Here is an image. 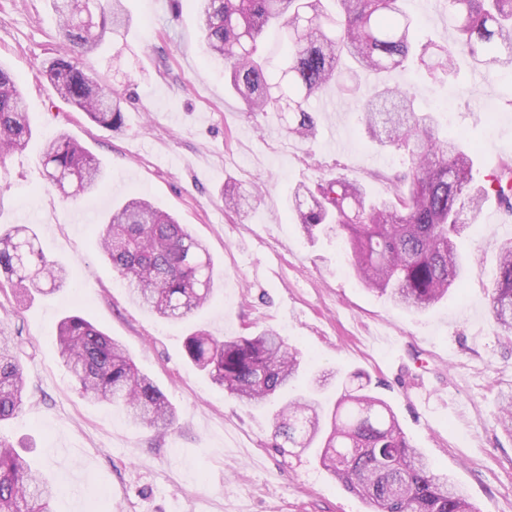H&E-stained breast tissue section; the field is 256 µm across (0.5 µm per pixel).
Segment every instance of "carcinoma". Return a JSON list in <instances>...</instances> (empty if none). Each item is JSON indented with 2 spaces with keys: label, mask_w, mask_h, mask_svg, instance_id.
<instances>
[{
  "label": "carcinoma",
  "mask_w": 512,
  "mask_h": 512,
  "mask_svg": "<svg viewBox=\"0 0 512 512\" xmlns=\"http://www.w3.org/2000/svg\"><path fill=\"white\" fill-rule=\"evenodd\" d=\"M199 23L210 51L224 63L225 78L247 111L275 113L289 136L310 139L316 121L309 101L328 87L342 90L347 60L384 76L416 64L431 76L453 73L458 52L492 77L512 69V0H444L451 45L419 44L414 20L398 0H197ZM68 50L44 74L56 95L77 107L97 127L123 124L122 92L95 79L86 57L102 43L85 21L93 9L109 12L112 32L124 27L123 0H53ZM278 36L281 58L263 49ZM361 112L368 137L408 158V170L391 180V193L376 199L341 172L288 196V209L312 236L340 229L347 234L350 264L370 291L390 294L395 306L422 312L439 303L467 272L459 239L464 210H480L494 196L512 215V158L487 179L474 178V159L457 139H441L431 116L415 112L414 96L400 86L365 95ZM32 134L23 96L12 72L0 66V156L23 147ZM49 183L66 197L103 185L104 169L65 132L46 145ZM249 193L224 187V207L239 214ZM113 276L129 297L159 317L181 321L213 298L214 265L207 247L185 225L143 197L112 209L97 241ZM0 277L16 293H46L65 269L48 257L26 225L0 232ZM490 313L496 334L512 337V241L498 244ZM59 355L87 398L120 408L135 423L166 429L175 408L139 369L127 349L80 315L58 324ZM185 355L224 391L246 406L264 407L297 389L302 355L275 330L219 338L196 330L185 338ZM327 378L283 400L274 418L279 448L319 446L323 466L372 512H480L444 473L434 471L413 447L390 405L360 383L342 384L333 409L318 398ZM25 403L23 368L12 338L0 327V422ZM58 490L32 471L26 456L0 440V512H52Z\"/></svg>",
  "instance_id": "cac0c4a2"
}]
</instances>
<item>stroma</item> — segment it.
<instances>
[{"instance_id": "obj_1", "label": "stroma", "mask_w": 512, "mask_h": 512, "mask_svg": "<svg viewBox=\"0 0 512 512\" xmlns=\"http://www.w3.org/2000/svg\"><path fill=\"white\" fill-rule=\"evenodd\" d=\"M127 38L106 35L89 57L98 78L123 92L124 125L110 132L53 95L44 65L64 52L50 0H0V64L15 74L33 136L0 157V230L32 227L69 275L58 291L18 300L0 284V324L18 347L28 388L0 439L25 449L59 490L55 512H370L313 451L276 447L275 405L254 409L224 394L187 360L195 329L218 337L273 329L300 348L307 369L342 381L367 375L409 442L448 472L480 512H512V437L499 424L512 395V343L490 314L496 242L512 217L486 223L464 213L470 277L433 308L394 309L355 276L339 237L307 236L288 209L300 183L343 167L372 196L382 176L405 169L404 153L369 141L351 94L312 102L315 137H289L274 115L247 112L211 58L190 0H124ZM416 41L453 42L439 0H403ZM412 88L442 136L480 149L478 175L512 158V72L489 79L468 64L447 80L392 72ZM65 131L107 170L95 194L64 197L45 176L46 141ZM263 187L246 217L224 208V185ZM138 193L173 214L208 246L214 300L184 321L133 304L97 251L113 205ZM79 314L119 340L164 392L177 419L166 430L131 423L84 397L59 358V320Z\"/></svg>"}]
</instances>
